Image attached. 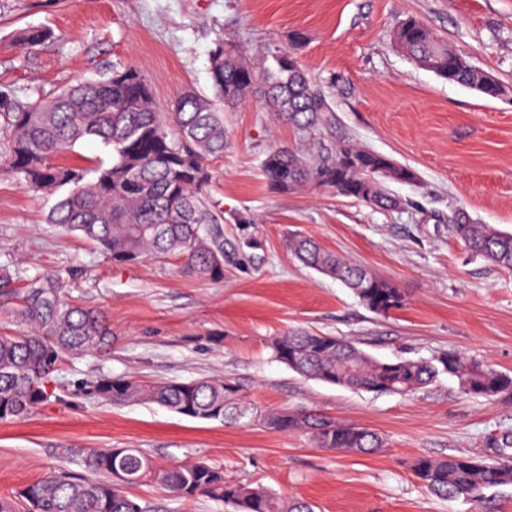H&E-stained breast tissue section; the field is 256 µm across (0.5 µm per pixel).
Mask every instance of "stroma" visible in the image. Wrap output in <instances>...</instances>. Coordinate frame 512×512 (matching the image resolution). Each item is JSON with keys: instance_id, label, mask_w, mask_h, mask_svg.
Masks as SVG:
<instances>
[{"instance_id": "obj_1", "label": "stroma", "mask_w": 512, "mask_h": 512, "mask_svg": "<svg viewBox=\"0 0 512 512\" xmlns=\"http://www.w3.org/2000/svg\"><path fill=\"white\" fill-rule=\"evenodd\" d=\"M422 20L506 89L488 98L416 67L392 45L406 17ZM27 27L49 29L36 46ZM250 57L292 50L319 84L334 82L336 124L361 146L408 166L416 182L391 189L402 208L379 210L331 189L271 190L262 162L292 128L262 101L225 113L223 157L210 160V198L224 213V278L183 269L179 257L117 264L48 221L53 197L0 172V333L21 329L18 295L58 277L65 301L104 310V352L63 356L49 397L28 418L0 421V497L72 468V448H137L161 466L202 461L226 478L304 500L313 512H512V486L485 503L441 499L415 476L420 457L487 455L512 435V393L464 394L455 378L410 395L355 391L304 378L277 362L270 340L291 329L354 340L382 360L449 350L512 374V270L474 256L448 232L465 210L512 232V0H0V87L19 102L52 97L112 68L140 70L158 111L181 93L212 95L210 51ZM296 235L354 259L405 297L381 315L287 249ZM99 376L147 382L229 379L261 413L318 411L380 432L377 454L341 453L262 422L205 421L158 405L89 399ZM128 492L147 512H231L204 496L143 482Z\"/></svg>"}]
</instances>
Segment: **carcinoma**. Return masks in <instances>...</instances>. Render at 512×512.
<instances>
[{"label": "carcinoma", "mask_w": 512, "mask_h": 512, "mask_svg": "<svg viewBox=\"0 0 512 512\" xmlns=\"http://www.w3.org/2000/svg\"><path fill=\"white\" fill-rule=\"evenodd\" d=\"M393 41L412 62L438 77L496 97L484 86L483 70L419 19H404ZM210 77L214 97L188 92L166 113L155 109L148 81L132 67L79 79L30 103H19L0 89V118L10 137L0 171L8 170L29 189L57 194L48 221L94 243L114 261L177 255L187 272L221 280L224 213L209 200L206 162L224 155V108L260 94L295 134L294 143L276 146L263 162L270 188L286 191L312 184L371 207H400L402 200L388 183L411 182L414 171L336 130L328 96L292 51L254 65L237 46L220 40L210 51ZM90 137L111 148L112 165L56 162ZM448 230L475 255L512 269V232L475 224L462 209L453 213ZM291 250L307 267L352 289L375 313L404 303L390 281L311 238L295 239ZM60 288L54 277L31 280L19 311L23 331L0 334L1 421L24 418L47 399L46 382L63 355L99 352L112 343L108 315L64 302ZM270 349L276 361L299 375L352 390L406 395L446 374L469 395L493 398L512 392V375L455 350L433 360L382 361L353 341L306 330L272 338ZM239 391L236 383L211 378L145 383L126 376L99 377L86 388L87 395L114 406L151 403L194 419L251 420L254 409L237 397ZM265 424L278 432L302 431L320 448L370 454L387 446L377 432L317 414L282 410L267 415ZM494 447L498 451L491 458L420 457L413 470L436 496L479 503L485 491L512 486V437L502 436ZM66 452L78 459L80 470L51 473L26 486L19 497L30 512H143L125 488L144 481L183 498L204 494L236 512H310L303 501L286 500L261 485L231 482L223 471L202 462L160 468L137 448Z\"/></svg>", "instance_id": "1"}]
</instances>
